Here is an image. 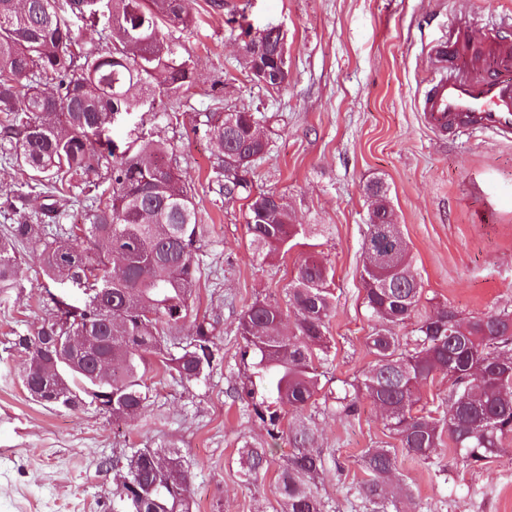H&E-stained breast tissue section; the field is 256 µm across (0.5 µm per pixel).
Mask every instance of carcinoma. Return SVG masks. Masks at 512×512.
<instances>
[{
  "label": "carcinoma",
  "mask_w": 512,
  "mask_h": 512,
  "mask_svg": "<svg viewBox=\"0 0 512 512\" xmlns=\"http://www.w3.org/2000/svg\"><path fill=\"white\" fill-rule=\"evenodd\" d=\"M90 27L107 19L109 45L74 36L68 15ZM189 25L187 0H0V140L15 152L21 186L47 188L44 215L55 212L52 190L72 179L94 192L86 224L56 229L11 224L0 235V293L17 286L16 244L31 249L43 278L76 288L73 307L48 292L50 319L36 334L19 335L24 388L37 402L68 411L93 406L115 421H133L149 405V372L157 363L185 388L206 379L221 330L194 307L200 288L199 251L204 225L195 196L178 173L170 144L142 133L147 119L168 114L195 87L190 56L160 34L161 22ZM242 65L259 81L275 70L277 40L271 30H243ZM250 111L207 116L215 162L208 188L218 198L246 201L251 244L266 258L309 232L293 223L283 197L255 187V163L268 151ZM126 128L114 139V129ZM374 199L368 214L361 271L364 303L381 326L367 338L373 361L355 382H342L328 409L350 417L362 397L384 412V428L420 461L431 459L443 436L469 466L511 457L512 309L464 317L435 306L419 311L423 288L407 242L394 219L387 189L366 185ZM329 270L304 257L286 293V306L256 299L240 314L242 360L252 372L230 392L253 400L256 416L273 427L281 413H301L324 388L319 366L331 344L334 312ZM295 316L283 329L285 312ZM415 320L401 336L397 329ZM192 321V334L183 327ZM61 336H86L85 348L59 344ZM437 377L450 383L448 404L429 409L421 389ZM293 452L281 466L276 491L280 512H326L318 491L322 449L304 421L289 429ZM270 464L262 444L245 442L239 455L250 484ZM368 475L359 493L375 512H405L392 491L402 490L394 447L367 450ZM116 471L112 512H191L189 463L176 451L131 448L112 460Z\"/></svg>",
  "instance_id": "obj_1"
}]
</instances>
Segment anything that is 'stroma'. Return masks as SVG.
Returning <instances> with one entry per match:
<instances>
[{"mask_svg":"<svg viewBox=\"0 0 512 512\" xmlns=\"http://www.w3.org/2000/svg\"><path fill=\"white\" fill-rule=\"evenodd\" d=\"M189 10L190 26L165 23L161 31L196 60L197 83L175 116L149 121L143 131L171 143L207 226L197 306L220 322V359L189 388L154 371L150 404L128 423L33 401L11 343L37 331L49 302L29 248H19L18 286L0 295V512H112L108 463L127 448L183 455L191 464L193 512H276L277 472L292 446L284 436L269 439L246 402L229 395L245 371L237 321L255 299H284L301 259L315 253L334 273L324 383L332 389L360 376L377 325L360 278L370 180L389 188L426 306L445 304L467 317L512 307V143L435 134L418 110L431 52L447 41L449 26L462 14L472 20L468 72L476 74L482 26L512 19V0H224L220 11L210 0H189ZM246 25L285 33V88L266 90L241 70ZM227 107L278 113L255 181L285 197L295 223L313 227L304 244L272 260L250 245L243 201H221L208 190L214 158L205 116ZM14 170L11 150L0 146V226L43 218L42 197L17 201ZM304 417L325 457L318 487L328 512H371L359 493L366 478L360 459L390 440L379 408L365 399L347 418L319 402ZM247 441L271 448L268 471L252 484L242 482L238 466ZM397 468L416 512H512L507 459L472 468L444 445L425 464L398 451Z\"/></svg>","mask_w":512,"mask_h":512,"instance_id":"stroma-1","label":"stroma"}]
</instances>
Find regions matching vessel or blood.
Returning a JSON list of instances; mask_svg holds the SVG:
<instances>
[{
	"mask_svg": "<svg viewBox=\"0 0 512 512\" xmlns=\"http://www.w3.org/2000/svg\"><path fill=\"white\" fill-rule=\"evenodd\" d=\"M457 33L437 46L431 79L419 98L426 126L435 133L459 131L467 135L492 134L512 141V43L496 28H488L482 40L490 49L485 73L463 80L457 77Z\"/></svg>",
	"mask_w": 512,
	"mask_h": 512,
	"instance_id": "b4317fda",
	"label": "vessel or blood"
}]
</instances>
